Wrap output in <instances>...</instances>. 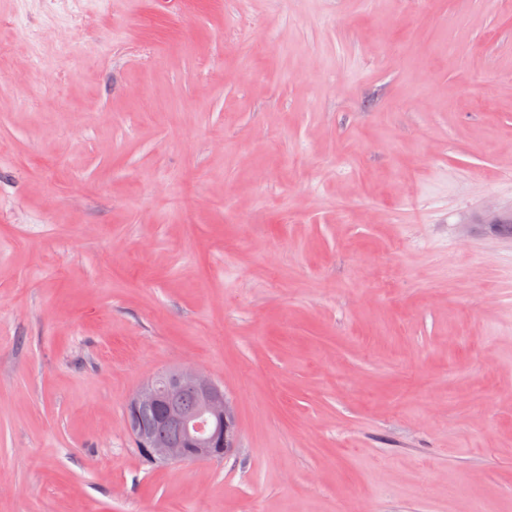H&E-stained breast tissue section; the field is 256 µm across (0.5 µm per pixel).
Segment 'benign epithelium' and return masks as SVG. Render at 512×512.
<instances>
[{
  "instance_id": "obj_1",
  "label": "benign epithelium",
  "mask_w": 512,
  "mask_h": 512,
  "mask_svg": "<svg viewBox=\"0 0 512 512\" xmlns=\"http://www.w3.org/2000/svg\"><path fill=\"white\" fill-rule=\"evenodd\" d=\"M185 383L194 384L198 390L197 412L183 416L187 425L185 442L162 447L150 431L127 422L140 455L151 463L205 461L220 454L227 455L235 448L237 425L233 404L224 388L199 370L183 368L154 376L132 396L129 406L133 410L140 406L162 407L170 415L169 405Z\"/></svg>"
}]
</instances>
